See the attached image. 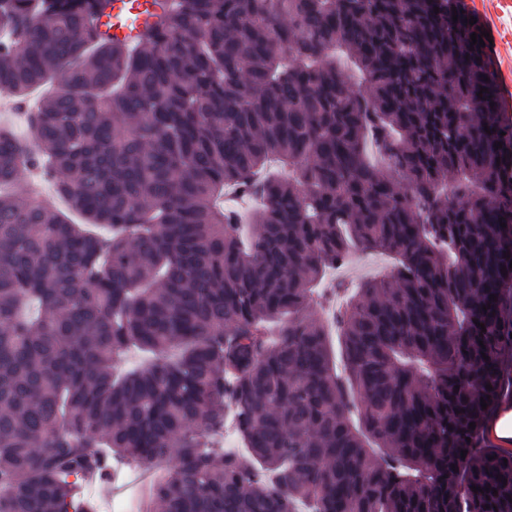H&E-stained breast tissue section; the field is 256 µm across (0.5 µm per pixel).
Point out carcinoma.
<instances>
[{"instance_id":"carcinoma-1","label":"carcinoma","mask_w":512,"mask_h":512,"mask_svg":"<svg viewBox=\"0 0 512 512\" xmlns=\"http://www.w3.org/2000/svg\"><path fill=\"white\" fill-rule=\"evenodd\" d=\"M109 5L0 0V92L58 86L0 126V512H67L108 460L166 464L144 512H512V452L479 443L512 369V124L481 23L175 0L128 45ZM354 249L394 265L350 299L339 368L313 299ZM132 347L149 364L122 372ZM227 406L245 455L213 442Z\"/></svg>"}]
</instances>
